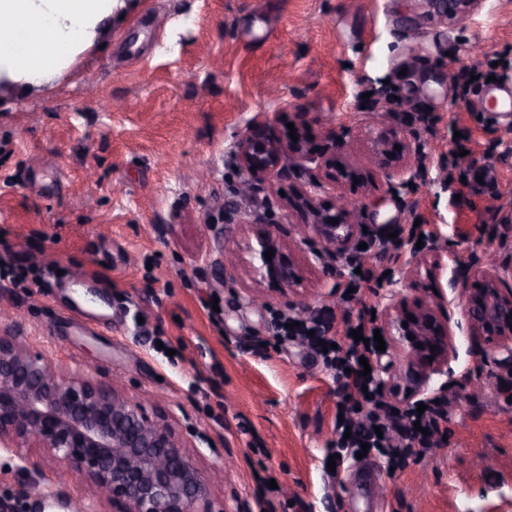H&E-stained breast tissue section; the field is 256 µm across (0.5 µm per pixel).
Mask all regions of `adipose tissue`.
I'll use <instances>...</instances> for the list:
<instances>
[{"label":"adipose tissue","instance_id":"1","mask_svg":"<svg viewBox=\"0 0 512 512\" xmlns=\"http://www.w3.org/2000/svg\"><path fill=\"white\" fill-rule=\"evenodd\" d=\"M117 0H0V81L38 89L112 28Z\"/></svg>","mask_w":512,"mask_h":512}]
</instances>
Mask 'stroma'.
<instances>
[{"label":"stroma","mask_w":512,"mask_h":512,"mask_svg":"<svg viewBox=\"0 0 512 512\" xmlns=\"http://www.w3.org/2000/svg\"><path fill=\"white\" fill-rule=\"evenodd\" d=\"M497 92L512 98V0L448 24L409 0H123L73 72L0 89V249L38 265L24 286L0 280V336L121 379L201 466L223 468L211 496L224 512H512V362L471 336L461 279L474 252L512 264V112L490 106ZM256 119L306 124L314 150L338 139L365 174L326 184L363 202L359 294L349 258L326 254L301 297L248 302L251 269L231 255L260 221L291 241L303 217L289 203L316 175L290 152L281 176L250 178L237 145ZM373 126L412 145L411 182L380 176ZM420 247L441 251L438 279L405 283ZM436 289L453 349L431 385L447 423L394 471L372 456L328 470L343 395L277 317L376 328L391 292ZM42 464L30 477L0 448V512H111Z\"/></svg>","instance_id":"1"}]
</instances>
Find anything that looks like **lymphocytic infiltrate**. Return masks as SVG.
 <instances>
[{
	"mask_svg": "<svg viewBox=\"0 0 512 512\" xmlns=\"http://www.w3.org/2000/svg\"><path fill=\"white\" fill-rule=\"evenodd\" d=\"M352 323H345L342 334L327 336L326 325L318 317L301 320L293 333L300 339H330L327 359L336 371L345 394L340 415L342 421L336 430L341 433L340 447L346 455L359 452L362 445L376 450L387 466H395L400 456L410 448H428L429 433L437 432L441 421L448 417L444 404L427 403L418 424L404 423L402 417L383 412L376 396L378 384L374 375H367L359 362L360 357L375 354L372 344L355 342L351 335Z\"/></svg>",
	"mask_w": 512,
	"mask_h": 512,
	"instance_id": "obj_1",
	"label": "lymphocytic infiltrate"
}]
</instances>
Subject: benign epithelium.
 Returning a JSON list of instances; mask_svg holds the SVG:
<instances>
[{"label": "benign epithelium", "instance_id": "obj_1", "mask_svg": "<svg viewBox=\"0 0 512 512\" xmlns=\"http://www.w3.org/2000/svg\"><path fill=\"white\" fill-rule=\"evenodd\" d=\"M422 18L456 21L473 15L482 0H417ZM380 169L387 180L404 179L409 169L400 164L411 146L394 130L372 132ZM275 138L262 122L253 123L239 144L238 158L247 172L274 178L288 142ZM401 150H396L395 146ZM302 161L322 168L331 178L352 181L357 169L336 166V149L314 155L302 148ZM321 184L309 183L302 202L311 215L310 226L319 236V251L347 255L359 243L361 225L353 221L358 200L344 195L324 198ZM337 218L339 222L330 223ZM274 250L272 259L265 258ZM250 268L257 281L287 293L302 281L300 261L269 230L248 245ZM441 266L434 251L409 261L410 277L432 278ZM476 287L467 291L464 313L470 335L496 347L512 361V293L498 288L502 279L493 258H477L469 267ZM414 320H409V317ZM447 304L439 295L409 304L391 299L383 322L390 336L396 370H384L381 390L400 405L418 401L429 391L434 375L448 372L450 342ZM408 326H403V322ZM422 344L423 348L416 347ZM436 350H431V347ZM0 447L30 462L29 449L78 477L92 497L112 504V512H224L210 496V485L220 477L198 465L163 418L148 412L121 390V382L103 387L78 370L49 362L12 336H0Z\"/></svg>", "mask_w": 512, "mask_h": 512}]
</instances>
